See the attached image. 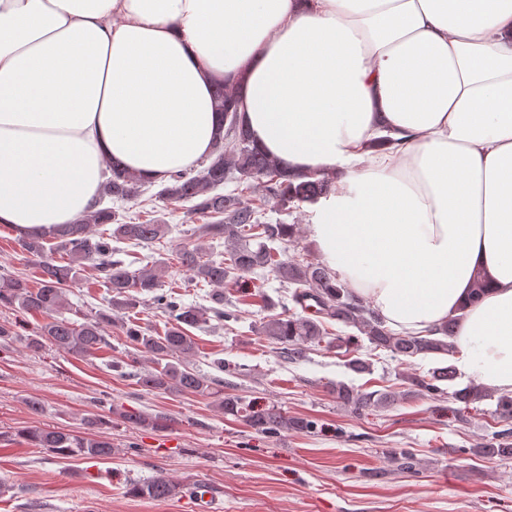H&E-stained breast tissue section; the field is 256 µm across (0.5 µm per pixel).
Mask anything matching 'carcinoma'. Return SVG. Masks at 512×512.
Masks as SVG:
<instances>
[{"mask_svg": "<svg viewBox=\"0 0 512 512\" xmlns=\"http://www.w3.org/2000/svg\"><path fill=\"white\" fill-rule=\"evenodd\" d=\"M239 87L221 82L213 96L216 111L222 114L224 136L215 144L204 167L194 173L177 171L161 184L157 196L173 203H188L190 209L207 218L201 235L179 247L180 266L192 276L214 288L212 306L197 307L183 302L177 293L164 290L162 265L132 270L120 258L123 249L112 242L149 249L165 238L167 225L136 222L113 207H104L105 199L129 202L136 199L144 182L135 172L110 165L95 208L71 224H59L49 232L17 230L16 243L38 268V285L33 286L22 274L0 276V308L22 314L47 317L39 334L28 339L32 351L55 348L77 357H91L108 345L106 328L114 322L112 312L136 306L138 296L147 295L166 318L161 336H152L137 324H122L125 336L148 354L154 367L133 373L136 383L146 392L210 395L221 413L242 421L251 429L268 434L281 432L314 433L317 423L292 417L281 406L271 404L256 409L238 395H224L212 379L191 369L183 360L195 355L196 343L190 329L201 328L212 320L229 323L238 318L236 305L224 298V289L242 287L243 278L261 270L279 282L273 297L257 293L262 308L269 312L261 334L279 346L281 357L297 364L316 348L341 350L349 346L353 335L333 332L332 323L355 329L366 337L372 352L384 351L396 360L416 357L444 359L455 354L454 336L457 319L425 336L399 333L387 327L380 314L325 264L286 257L288 245L298 237L295 224L264 220V207L280 210L311 204L330 190V180L320 171L306 175L288 172L280 162L257 149L247 125L239 123L237 111ZM227 182L237 183L229 193L219 189ZM103 230L95 233V227ZM224 241L217 252L207 240ZM68 257L63 265L48 255L47 242ZM96 270L98 278L112 294L111 310L94 314L74 311L77 319L66 317L71 305L66 285L81 279L86 267ZM280 313H275L276 309ZM459 375L452 364L435 366L426 374L406 377V395L441 397L451 395L454 402L469 409L492 396V391L469 382L448 391L447 384ZM330 390L344 406L360 413L372 406L392 405L402 394L392 389L362 392L338 381ZM495 414L507 428L496 432L494 442L481 452L493 457H512V395L497 397ZM128 422L155 430L168 428L144 414H124ZM25 439L36 448H45L66 459L96 458L112 455V443L77 432L36 428L25 432ZM127 493L136 498L168 499L182 495L183 484L159 473L130 483Z\"/></svg>", "mask_w": 512, "mask_h": 512, "instance_id": "1", "label": "carcinoma"}]
</instances>
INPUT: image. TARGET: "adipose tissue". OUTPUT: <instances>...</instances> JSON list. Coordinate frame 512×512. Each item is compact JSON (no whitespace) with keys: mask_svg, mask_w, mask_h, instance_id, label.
<instances>
[{"mask_svg":"<svg viewBox=\"0 0 512 512\" xmlns=\"http://www.w3.org/2000/svg\"><path fill=\"white\" fill-rule=\"evenodd\" d=\"M226 78L255 146L335 176L324 264L395 331L457 317L458 368L512 393V0H0V223L74 222L112 161L197 166Z\"/></svg>","mask_w":512,"mask_h":512,"instance_id":"1","label":"adipose tissue"}]
</instances>
